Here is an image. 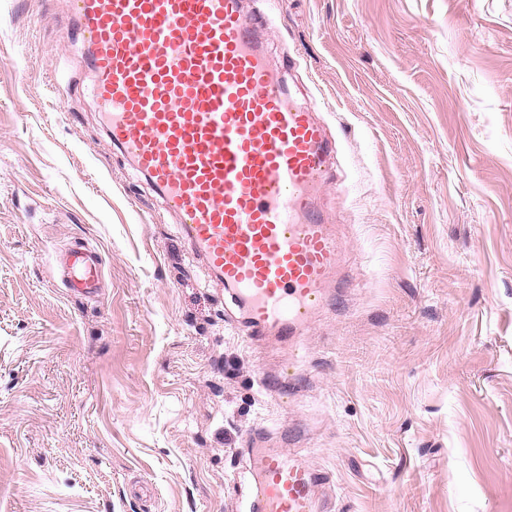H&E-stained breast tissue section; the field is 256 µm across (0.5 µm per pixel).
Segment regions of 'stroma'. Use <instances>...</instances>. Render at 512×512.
Segmentation results:
<instances>
[{
  "instance_id": "1",
  "label": "stroma",
  "mask_w": 512,
  "mask_h": 512,
  "mask_svg": "<svg viewBox=\"0 0 512 512\" xmlns=\"http://www.w3.org/2000/svg\"><path fill=\"white\" fill-rule=\"evenodd\" d=\"M246 8L337 150L341 279L294 352L113 149L71 0H0V512H243L261 428L328 512H512V0ZM102 256L97 252L75 249L65 259L67 287L76 292L97 288L102 272Z\"/></svg>"
}]
</instances>
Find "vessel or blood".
Returning a JSON list of instances; mask_svg holds the SVG:
<instances>
[{
    "instance_id": "1",
    "label": "vessel or blood",
    "mask_w": 512,
    "mask_h": 512,
    "mask_svg": "<svg viewBox=\"0 0 512 512\" xmlns=\"http://www.w3.org/2000/svg\"><path fill=\"white\" fill-rule=\"evenodd\" d=\"M102 129L178 220L243 313L247 334L296 349L326 305L341 245L320 201L336 147L273 67L244 0H72ZM76 249L67 286L96 288ZM253 512H324L325 476L256 448Z\"/></svg>"
}]
</instances>
